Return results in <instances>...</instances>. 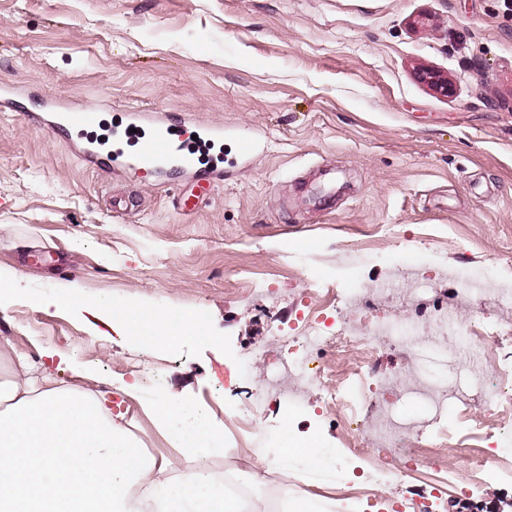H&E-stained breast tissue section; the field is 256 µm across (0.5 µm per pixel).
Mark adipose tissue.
<instances>
[{"label": "adipose tissue", "mask_w": 512, "mask_h": 512, "mask_svg": "<svg viewBox=\"0 0 512 512\" xmlns=\"http://www.w3.org/2000/svg\"><path fill=\"white\" fill-rule=\"evenodd\" d=\"M0 512H222L224 482L206 472L174 481L169 464L134 457L112 419L111 392L35 381L0 343ZM183 448L220 447L207 413L174 399L144 408Z\"/></svg>", "instance_id": "1"}]
</instances>
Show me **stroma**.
<instances>
[{"label": "stroma", "mask_w": 512, "mask_h": 512, "mask_svg": "<svg viewBox=\"0 0 512 512\" xmlns=\"http://www.w3.org/2000/svg\"><path fill=\"white\" fill-rule=\"evenodd\" d=\"M425 68L447 74L452 93L421 82ZM1 84L21 106L0 110V279L12 284L0 341L63 387L103 392L152 369L154 382L112 413L135 453L170 461L175 476L232 474L253 449L313 433L325 464L283 466L280 479L317 487L315 512H336L344 453L322 388L283 376L306 400L291 422L270 411L257 432L225 428L236 403L225 383L249 389L268 374L247 351L272 345V325L295 326L314 288L388 280L396 293L376 300L375 316L443 302L470 320L479 309L457 304L453 281L422 287L412 268L461 264L512 280V0H0ZM44 96L98 107L94 142L133 107L169 114L177 132L223 124L197 167L228 161L224 179L200 197L190 182L85 166L68 136L29 121L26 103ZM241 136L257 146L251 160L238 156ZM319 167L336 174V200L321 207L300 191ZM112 193L137 203L112 213ZM373 241L377 255L356 263ZM268 271L280 306L258 292L240 301ZM57 293L67 306L42 305ZM106 304L191 316L206 335L146 349ZM378 363L470 381L464 362L421 348L408 361L382 350ZM163 396L204 407L222 449L179 450L141 407ZM461 467L449 452L444 468L422 464L377 497L407 503L436 488L447 512H512V487L456 492Z\"/></svg>", "instance_id": "obj_1"}]
</instances>
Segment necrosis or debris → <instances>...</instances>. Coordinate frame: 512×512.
Here are the masks:
<instances>
[{
    "label": "necrosis or debris",
    "instance_id": "necrosis-or-debris-1",
    "mask_svg": "<svg viewBox=\"0 0 512 512\" xmlns=\"http://www.w3.org/2000/svg\"><path fill=\"white\" fill-rule=\"evenodd\" d=\"M454 279L459 296L480 302L487 315L512 309L511 280L493 275L469 278L459 272ZM362 303L358 288L340 295L327 288L307 293L300 300L297 326L276 330L277 350L259 345L252 351L253 356L272 361L275 370L286 369L304 382L328 387L327 405L336 416L345 448L367 461L359 483L337 482L339 512H362L372 489L411 470L421 459L442 465L451 450L466 463L456 481L461 493H475L489 484H512V362L500 357L494 337L484 335L483 321L460 320L444 307L423 323L411 317L380 321L363 317ZM422 332L428 347H449L454 358L469 363L471 384L487 401L483 413L459 415L456 426L461 436L456 440L450 438L448 427H436L435 422L450 402L466 401V389L426 371L414 372L408 385L372 371L382 346L407 353ZM405 396L416 397L426 408L417 426L408 425L395 412L396 400ZM295 400L271 378L244 398L230 421L252 425L262 405L285 406ZM374 432L380 443L396 449V456L368 448Z\"/></svg>",
    "mask_w": 512,
    "mask_h": 512
}]
</instances>
